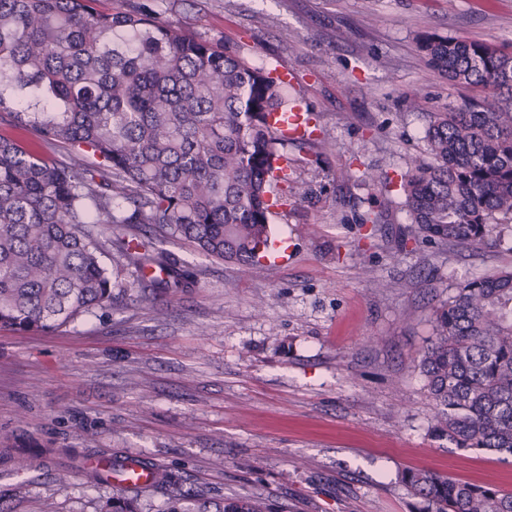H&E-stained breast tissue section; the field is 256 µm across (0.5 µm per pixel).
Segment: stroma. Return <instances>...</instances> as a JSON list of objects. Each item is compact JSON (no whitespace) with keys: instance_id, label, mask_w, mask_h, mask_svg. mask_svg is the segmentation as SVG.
<instances>
[{"instance_id":"1","label":"stroma","mask_w":512,"mask_h":512,"mask_svg":"<svg viewBox=\"0 0 512 512\" xmlns=\"http://www.w3.org/2000/svg\"><path fill=\"white\" fill-rule=\"evenodd\" d=\"M163 17L286 71L318 117L319 159L289 150L308 192L271 220L277 268L164 247L188 288L62 330L0 329V512H99L69 457L137 456L201 497L269 512H419L400 480L425 470L512 493V457L460 450L433 431L418 362L434 312L464 279L512 266V223L490 244L411 239L395 184L425 157L428 113L465 91L429 68L427 33L512 43V0H161ZM427 99L426 112L407 98ZM368 170L375 184L346 181ZM215 512H267V508L258 499H224L221 503H215Z\"/></svg>"}]
</instances>
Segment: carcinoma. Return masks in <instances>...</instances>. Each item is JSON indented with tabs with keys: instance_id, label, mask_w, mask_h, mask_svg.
I'll return each mask as SVG.
<instances>
[{
	"instance_id": "carcinoma-1",
	"label": "carcinoma",
	"mask_w": 512,
	"mask_h": 512,
	"mask_svg": "<svg viewBox=\"0 0 512 512\" xmlns=\"http://www.w3.org/2000/svg\"><path fill=\"white\" fill-rule=\"evenodd\" d=\"M97 0H0V120L61 143L62 162L0 136V327L49 332L123 296L104 258L161 281L140 297L187 284L185 271L129 224L242 264L269 247L273 209L300 194L283 172L288 148L317 157L316 126L295 138L270 121L300 101L277 69L250 62L233 43L187 34L133 0L112 12ZM419 51L448 82L474 90L431 112L427 161L401 174L414 234L454 248L488 243L490 226L512 222V51L488 41L427 35ZM108 225L109 233L97 230ZM439 433L461 449L512 455V270L461 283L435 311L418 363ZM29 469L13 448L0 465ZM403 485L422 512H512V493L408 470ZM154 488L165 512L187 506L161 469ZM100 512H137L116 496ZM215 512H267L258 499H226Z\"/></svg>"
}]
</instances>
